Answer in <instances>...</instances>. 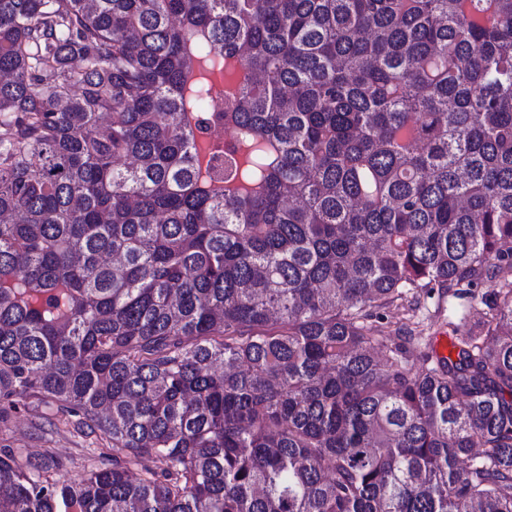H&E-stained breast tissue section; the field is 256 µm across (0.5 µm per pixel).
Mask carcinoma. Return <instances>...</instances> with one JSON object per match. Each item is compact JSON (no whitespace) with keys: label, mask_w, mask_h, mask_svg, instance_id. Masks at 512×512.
<instances>
[{"label":"carcinoma","mask_w":512,"mask_h":512,"mask_svg":"<svg viewBox=\"0 0 512 512\" xmlns=\"http://www.w3.org/2000/svg\"><path fill=\"white\" fill-rule=\"evenodd\" d=\"M29 398L107 452L0 448V512H512V0H0ZM443 306V314L445 318H447V321L448 318L453 321H458L459 318L465 317L468 326L471 327H474L479 322H481L484 319L483 312L487 311V308L484 306H476L475 308H470L466 301L454 298H446ZM476 312H479L478 316H476ZM444 316L442 315L441 318Z\"/></svg>","instance_id":"obj_1"}]
</instances>
